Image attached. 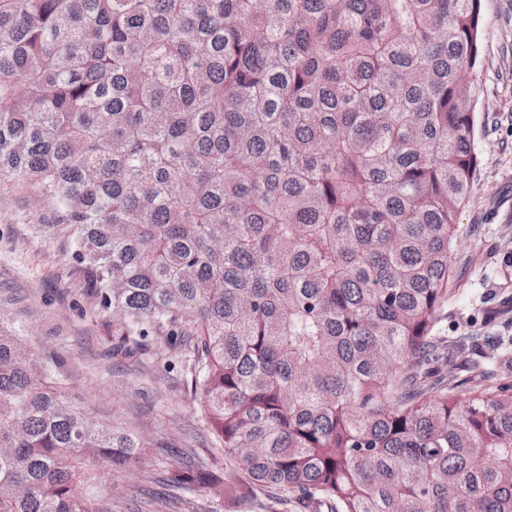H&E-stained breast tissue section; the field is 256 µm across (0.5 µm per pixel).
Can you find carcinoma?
<instances>
[{"label": "carcinoma", "instance_id": "obj_1", "mask_svg": "<svg viewBox=\"0 0 512 512\" xmlns=\"http://www.w3.org/2000/svg\"><path fill=\"white\" fill-rule=\"evenodd\" d=\"M484 2L0 0V172L55 204L116 352L187 355L214 448L305 512H512V385L431 377ZM143 447L0 324V512H108L86 463Z\"/></svg>", "mask_w": 512, "mask_h": 512}]
</instances>
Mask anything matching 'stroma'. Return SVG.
<instances>
[{
	"label": "stroma",
	"instance_id": "35a3bbf8",
	"mask_svg": "<svg viewBox=\"0 0 512 512\" xmlns=\"http://www.w3.org/2000/svg\"><path fill=\"white\" fill-rule=\"evenodd\" d=\"M476 88L474 150L480 170L459 215L448 289L449 316L435 333L460 354L447 373L466 382L482 366L492 384H512L495 346L512 336V0H485ZM85 272L55 209L31 184L0 174V322L23 336L65 381L73 402L132 426L147 442L134 471L95 465L112 512H159L168 490L158 478L170 448L213 461L198 397L185 385L164 340L144 354L113 355L115 325L87 293ZM224 498L205 493L173 512H286L275 494L224 470Z\"/></svg>",
	"mask_w": 512,
	"mask_h": 512
}]
</instances>
